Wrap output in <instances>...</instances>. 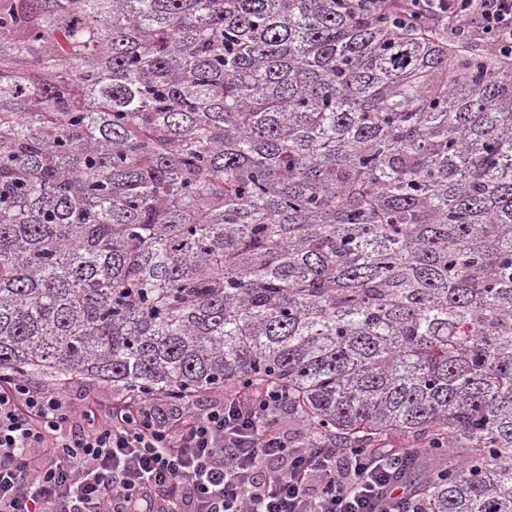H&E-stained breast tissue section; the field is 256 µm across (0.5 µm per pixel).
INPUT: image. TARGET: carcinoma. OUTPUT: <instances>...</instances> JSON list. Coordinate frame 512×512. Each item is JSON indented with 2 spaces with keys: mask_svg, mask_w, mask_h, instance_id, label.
<instances>
[{
  "mask_svg": "<svg viewBox=\"0 0 512 512\" xmlns=\"http://www.w3.org/2000/svg\"><path fill=\"white\" fill-rule=\"evenodd\" d=\"M0 375L283 386L512 512V65L341 0H0Z\"/></svg>",
  "mask_w": 512,
  "mask_h": 512,
  "instance_id": "carcinoma-1",
  "label": "carcinoma"
}]
</instances>
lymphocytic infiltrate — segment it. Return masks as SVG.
I'll return each instance as SVG.
<instances>
[{
  "mask_svg": "<svg viewBox=\"0 0 512 512\" xmlns=\"http://www.w3.org/2000/svg\"><path fill=\"white\" fill-rule=\"evenodd\" d=\"M449 45L512 64V0H349ZM279 388L211 393L208 406L0 379V512H420L389 453L292 445Z\"/></svg>",
  "mask_w": 512,
  "mask_h": 512,
  "instance_id": "f902f5d3",
  "label": "lymphocytic infiltrate"
}]
</instances>
